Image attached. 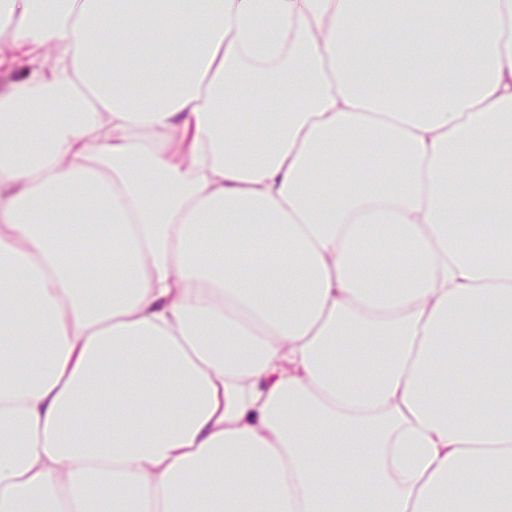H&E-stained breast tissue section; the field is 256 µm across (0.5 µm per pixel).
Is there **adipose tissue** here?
Instances as JSON below:
<instances>
[{
    "label": "adipose tissue",
    "instance_id": "adipose-tissue-1",
    "mask_svg": "<svg viewBox=\"0 0 512 512\" xmlns=\"http://www.w3.org/2000/svg\"><path fill=\"white\" fill-rule=\"evenodd\" d=\"M18 62L0 512H512V0H0Z\"/></svg>",
    "mask_w": 512,
    "mask_h": 512
}]
</instances>
